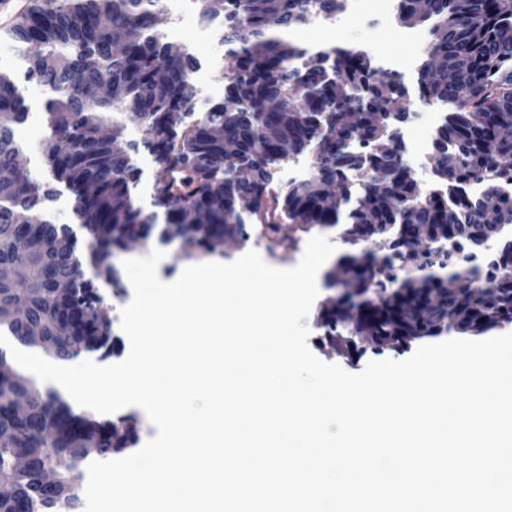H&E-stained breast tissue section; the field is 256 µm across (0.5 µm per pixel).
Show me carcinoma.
<instances>
[{
	"label": "carcinoma",
	"mask_w": 512,
	"mask_h": 512,
	"mask_svg": "<svg viewBox=\"0 0 512 512\" xmlns=\"http://www.w3.org/2000/svg\"><path fill=\"white\" fill-rule=\"evenodd\" d=\"M200 21L224 27L231 59L224 103L185 123L194 87L193 55L163 41L157 31L161 0H31L7 33L25 50L26 77L52 94L46 104L45 155L55 177L76 194V214L88 229L85 257L98 276L120 281L113 263L129 244L145 245L156 232L179 238L200 255L224 247L243 233L242 215H255L276 232L279 214L300 228L337 227L356 292L348 303L364 311L326 307V342L382 349L444 334L481 335L512 323V0H399L403 27L428 26L430 39L418 87L431 102L453 107L436 130L435 177L425 193L409 172L398 135L400 113L390 106L406 96L394 73L376 79L368 53L337 48L312 53L288 37L310 14L334 23L347 0H194ZM112 86V95L84 96L85 87ZM359 109L361 120L350 122ZM145 129L155 155L162 193L147 212L132 198L137 178L127 151L118 145L121 117ZM28 117L11 74L0 71V264L23 266L0 284V332L15 347H31L29 325L55 341L42 350L66 363L82 351L111 347L110 325L101 321L103 300L82 276L67 228L50 224L41 211L54 196L26 165L16 127ZM112 129L104 138L98 128ZM290 153L310 150L314 174L281 195L270 190L272 166ZM235 148L232 164L226 148ZM457 155L448 165V153ZM365 178L352 198V174ZM336 190L344 207L327 210L322 197ZM207 223L190 226L194 213ZM492 213L496 223L485 217ZM164 227L158 229V217ZM420 225V238H448L443 250L396 237V225ZM494 237L499 250L471 259L474 243ZM67 281L70 291L57 293ZM438 288L473 289L480 320H450L448 298L430 320L418 313ZM24 396L23 414L14 409ZM129 419L101 420L76 411L57 392L43 391L0 347V512H78L87 441L107 459L133 446ZM27 459L17 469L15 460ZM59 484L46 487L43 472Z\"/></svg>",
	"instance_id": "cac0c4a2"
}]
</instances>
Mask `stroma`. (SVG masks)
Instances as JSON below:
<instances>
[{
	"mask_svg": "<svg viewBox=\"0 0 512 512\" xmlns=\"http://www.w3.org/2000/svg\"><path fill=\"white\" fill-rule=\"evenodd\" d=\"M399 26L396 20L387 24H374L369 12H360L352 27L344 33H336L332 25L304 28L300 36L302 44L352 43L370 55L379 56L396 52L405 57L423 58L424 49L397 40L395 33ZM160 34L173 46L188 50L196 59V66L190 74L195 88L194 114L209 111L215 104L224 100L225 76L229 71L227 47L216 34L205 32L198 19L192 0H184L182 11L164 10L158 25ZM0 69L9 72L16 81L24 98L29 117L17 129L18 137L24 142L27 151L25 163L33 175L42 181H54L50 169L45 164L44 142L48 130L44 119L45 103L48 94L43 87L24 77L25 64L13 41L0 36ZM144 128L135 120L122 122L119 143L128 148L134 165L139 170V178L131 187L136 203L145 210H152L156 197L161 192L155 176L154 157L144 146ZM246 240L228 248L220 258L229 261L239 254L254 250L272 267L289 269L301 260L309 236L296 229L287 218H280L276 233H268L264 224L256 218L245 220ZM318 308H311L306 319L310 330L308 344L312 352L323 362L336 364L350 373L361 372L372 361L391 359L402 361L416 351V344L389 347L381 351L371 349L355 356L326 347L323 344L325 330L319 318Z\"/></svg>",
	"mask_w": 512,
	"mask_h": 512,
	"instance_id": "obj_1",
	"label": "stroma"
}]
</instances>
